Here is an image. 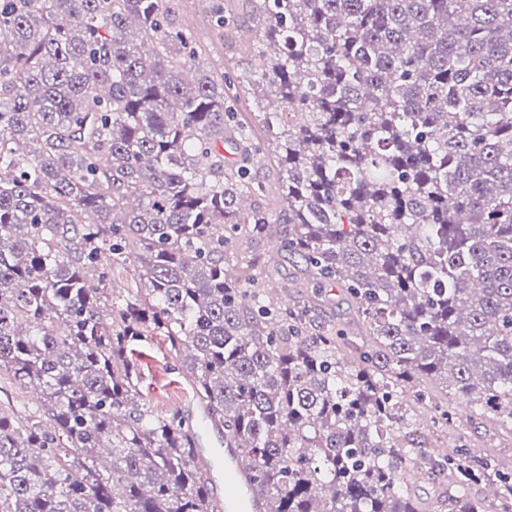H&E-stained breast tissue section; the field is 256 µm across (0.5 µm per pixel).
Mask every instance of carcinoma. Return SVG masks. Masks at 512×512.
<instances>
[{
	"label": "carcinoma",
	"instance_id": "cac0c4a2",
	"mask_svg": "<svg viewBox=\"0 0 512 512\" xmlns=\"http://www.w3.org/2000/svg\"><path fill=\"white\" fill-rule=\"evenodd\" d=\"M170 2L0 0V375L41 401L0 404V512H224L193 424L142 402L148 336L262 512H512V465L413 422L457 420L431 380L512 432V0H252L250 27L207 0L263 57L230 79L187 78ZM285 260L362 330L279 298Z\"/></svg>",
	"mask_w": 512,
	"mask_h": 512
}]
</instances>
